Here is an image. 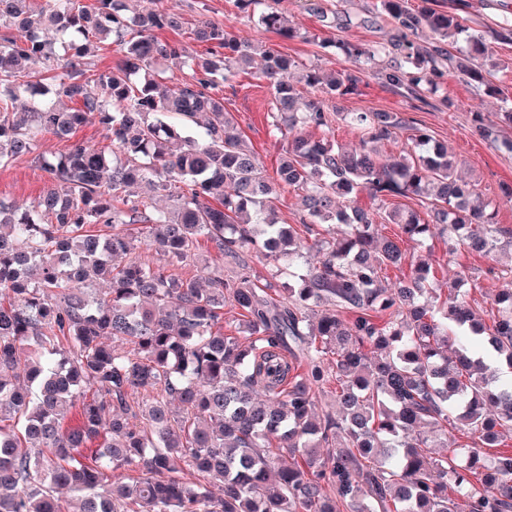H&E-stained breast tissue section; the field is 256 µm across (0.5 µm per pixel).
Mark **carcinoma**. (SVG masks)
<instances>
[{
  "mask_svg": "<svg viewBox=\"0 0 512 512\" xmlns=\"http://www.w3.org/2000/svg\"><path fill=\"white\" fill-rule=\"evenodd\" d=\"M133 2L45 0L33 14L29 0H0V166L46 134L70 136L90 114L112 146L74 143L42 158L51 183L36 201L22 211L0 202V512H512V449L485 452L512 432V380L495 370L512 369V288L495 295L488 325L457 288L439 300L431 264L400 246L439 235L450 257L487 255L512 246V227L455 177L446 145L396 112L339 111L333 100L357 90L353 72L298 73L292 58L203 20L192 34L207 53L193 56L154 35L179 28L178 17L140 14ZM236 2L264 6L259 26L297 37L276 0ZM379 2L402 58L386 74L393 85L420 96L448 65L500 93L486 79L500 62L463 18ZM46 26L78 58L107 37L124 58L59 73ZM423 30L433 41L421 47ZM318 45L356 63L372 57L332 36ZM257 56L267 117L284 140L272 176L219 95ZM168 61L189 77L161 82ZM20 97L31 103L15 112ZM64 100L78 107H57ZM338 116L358 149L327 135ZM399 137L398 155H377L374 144ZM285 187L302 194L300 232L278 220ZM362 192L375 210L356 205ZM155 195L172 207L149 209ZM389 196L417 207L390 208ZM384 224L396 237L379 236ZM202 237L233 274L176 272ZM253 254L289 270L288 285L254 275ZM405 264L385 287L382 271ZM226 306L246 340L224 334ZM332 382L340 415L319 417L316 391ZM72 409L78 423L66 427ZM426 426L471 443L453 438L435 459ZM121 469L149 477L123 480Z\"/></svg>",
  "mask_w": 512,
  "mask_h": 512,
  "instance_id": "cac0c4a2",
  "label": "carcinoma"
}]
</instances>
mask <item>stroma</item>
<instances>
[{"label": "stroma", "instance_id": "obj_1", "mask_svg": "<svg viewBox=\"0 0 512 512\" xmlns=\"http://www.w3.org/2000/svg\"><path fill=\"white\" fill-rule=\"evenodd\" d=\"M205 11H197L194 0H140L141 10L160 7L181 15V29L158 31L162 41L186 42L191 52H203V44L190 40L189 32L197 20L207 19L219 25H230L241 37L265 44L291 56L299 68H316L324 74L358 69L360 82L355 93L338 100L346 112L373 108L397 112L412 120L417 127L447 144L457 161V176L476 183L496 222L512 226V201L502 190L512 186V151L506 147L512 141V124L505 121L506 98H512V44L501 42L495 32L500 26H512V0H438L441 10L464 17L472 33L488 44L495 59L506 61L507 69L495 71L493 80L503 95L485 96L477 82L460 76L455 70H445L436 92L414 97L398 90L386 80V75L400 62L388 46L394 36L393 25L379 15L376 0H323L325 7L336 12L337 38L357 43L376 51L372 63L354 66L341 50L320 48L319 38L327 30L317 15L310 11L307 0H280L278 5L287 25L295 27L298 37L287 40L259 27L252 16L238 8L236 0H204ZM224 110L232 117L235 127L247 139L268 172H275L281 156L282 143L268 126L269 91L265 82L253 73L241 74L237 82L224 86ZM482 115L485 125L492 128L494 141L481 138L474 128L475 115ZM79 142L95 149H107L110 141L97 118H89L71 137L45 135L35 154L22 156L0 167V200L23 209L48 187L49 178L40 162L41 157L66 154L72 143ZM402 250L410 256L428 259L432 265L438 289L459 283L462 295L484 320H491L496 308L493 303L499 289L512 284V248L503 246L489 255L458 251L449 255L448 241L433 237L417 243L406 240Z\"/></svg>", "mask_w": 512, "mask_h": 512}]
</instances>
